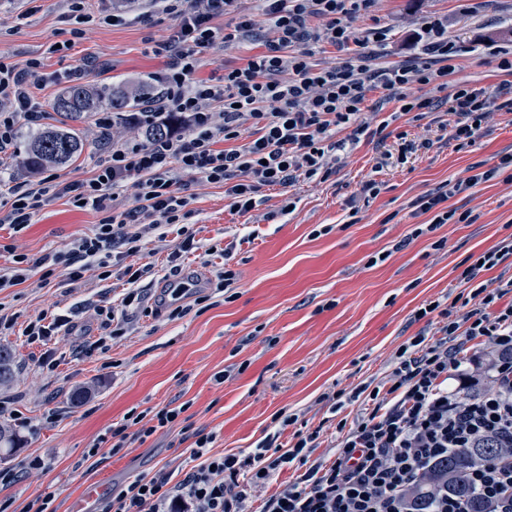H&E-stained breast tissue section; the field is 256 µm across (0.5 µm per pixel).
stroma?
I'll use <instances>...</instances> for the list:
<instances>
[{
	"mask_svg": "<svg viewBox=\"0 0 512 512\" xmlns=\"http://www.w3.org/2000/svg\"><path fill=\"white\" fill-rule=\"evenodd\" d=\"M0 0V53L22 66L43 58L44 79L32 84V96L50 108L64 86L55 74L85 64L88 84L99 88L137 85L163 68L154 55L156 42L168 38L175 22L152 10L149 0H133L135 22L100 23L112 0H89L93 22L75 38V21L64 18L61 0ZM435 16L448 20L459 53L448 77L459 85L494 88L512 79L498 67L499 54L512 50V0H376L353 26L373 51V66L384 67L420 58L421 48L408 38ZM386 28L384 46L370 42L372 29ZM68 44L65 54L48 53L50 43ZM371 93L365 119L386 125L385 140L368 137L347 145L338 170L327 180H299L292 186L261 187L257 206L231 211L218 184L194 181L186 194L193 214L186 222L202 248L228 249V257L198 258L172 267L167 256L177 242L175 230L165 240L148 235L137 262L155 265L141 279L147 308H123L121 335H113L97 314L100 306L120 307L123 282L93 276L76 284L53 277L0 289V313L27 321L40 312L67 315L70 322L48 348L26 346L16 336L0 337L15 355L16 380L0 389V400L27 424L14 426L10 415L0 424L14 427L13 451L0 464L25 469L32 457L50 469L27 471L12 487H0V500L21 512L30 500L53 493L55 512H73L86 488L107 484L118 490L139 476L164 474L182 479L192 463L194 431L212 434L216 454L247 456L266 436L287 446L295 430H319L314 457L331 455L338 422L324 394L351 391L370 382L387 381L397 349L424 329L415 311L437 301L448 305L460 292L462 272L477 256L512 238V182L498 177L448 201L449 207L476 214L472 224H444L422 236L427 223L414 202L446 181L466 178L470 167L488 170L512 155V112L492 111L482 135L472 145L435 141L409 154L405 163L376 168L379 156L397 152L399 133L416 137L443 118L414 120L398 102L378 105ZM86 142L80 159L52 168L59 182L89 178L103 151L94 122L82 127ZM380 185L377 196L362 190L368 180ZM295 207L280 209L286 201ZM100 214L76 209L68 197L50 201L35 224L21 231L0 229V243L38 259L65 249L74 238L93 234ZM228 265L236 274L235 295L217 292L215 268ZM196 278L194 293L171 299L174 278ZM182 308L173 316L174 308ZM105 339V349L95 343ZM57 366L41 367L43 351ZM224 383H216L219 373ZM188 404L190 431L162 429L146 440L89 466L83 456L130 409L152 413L163 406ZM297 415L295 426L282 427L280 414Z\"/></svg>",
	"mask_w": 512,
	"mask_h": 512,
	"instance_id": "obj_1",
	"label": "stroma"
}]
</instances>
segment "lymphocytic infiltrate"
Instances as JSON below:
<instances>
[{"instance_id":"f902f5d3","label":"lymphocytic infiltrate","mask_w":512,"mask_h":512,"mask_svg":"<svg viewBox=\"0 0 512 512\" xmlns=\"http://www.w3.org/2000/svg\"><path fill=\"white\" fill-rule=\"evenodd\" d=\"M153 2L178 23L175 35L159 47L167 61L145 95L150 111L162 117L166 135L106 146L104 162L86 180L44 178L14 186L9 208L0 209V224L14 231L34 223L48 202L63 196L101 213L103 220L93 235L75 238L64 251L35 261L23 254L14 266L0 267V288L22 284L34 271L43 285L59 270L73 284L90 270L98 280L110 279L112 261L138 252L145 235L188 218L184 190L194 179L223 185L237 213L255 208L260 187H285L301 177L328 179L336 171L337 152L369 132L362 115L370 92L385 91L401 112L423 119L432 100L406 99L404 88L433 84L454 70L457 45L442 17L424 26L427 61L371 67L358 51L361 41L349 21L367 14L374 0H255L246 11L242 0ZM229 14L233 28L217 26V18ZM313 17L320 25H310ZM261 21L268 24L261 51L242 66L196 78L204 52L251 37ZM323 44L340 57L319 67L310 58ZM41 67L37 58L21 68L0 55V155L21 127L44 118L29 91ZM494 108L512 112L511 82L492 90L457 87L448 98L452 119L438 129L457 146L470 145ZM340 130L346 140L337 139ZM511 167L512 156L503 157L498 166L445 183L414 205L429 215L432 230L450 222L474 223L471 211L448 208V199ZM128 187L134 205L122 212L117 200ZM510 254L512 241L484 251L463 272L470 289L457 303L443 307L434 301L416 311L418 321L436 315L434 331L398 349L389 383L357 386L345 400L332 395V411L349 400L361 407L352 420L338 422L329 458L312 456L319 445L316 430H296L289 448L278 455L271 451L272 438H265L245 459L211 454L213 437L200 432L191 451L194 464L183 479L172 484L160 477L136 478L105 498L98 512H246L253 488L286 467L297 470L295 481L271 494L260 512H411L410 496L432 461L477 439L512 434V277L492 285L473 283L478 271L493 269ZM480 341L490 345V353L477 351ZM184 411L167 405L149 420L128 412L113 427L106 450L115 455L132 438L172 428ZM469 478L496 503V512H512V460L475 465Z\"/></svg>"}]
</instances>
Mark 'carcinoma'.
<instances>
[{"mask_svg": "<svg viewBox=\"0 0 512 512\" xmlns=\"http://www.w3.org/2000/svg\"><path fill=\"white\" fill-rule=\"evenodd\" d=\"M112 110V125H126L132 110L143 105L142 91L98 89L75 83L51 104L55 124L45 128L30 141L22 169L33 172L47 165L76 162L84 152L80 124L90 120L103 106ZM12 352L0 346V386L14 380ZM512 456V446L502 440L479 439L470 448H455L430 467L413 495L416 512H429L432 502L444 495L466 505L467 512H494V506L477 493L468 480L471 468L483 461Z\"/></svg>", "mask_w": 512, "mask_h": 512, "instance_id": "carcinoma-1", "label": "carcinoma"}]
</instances>
